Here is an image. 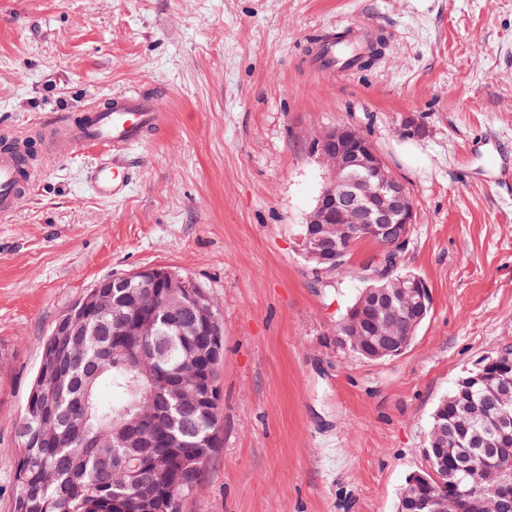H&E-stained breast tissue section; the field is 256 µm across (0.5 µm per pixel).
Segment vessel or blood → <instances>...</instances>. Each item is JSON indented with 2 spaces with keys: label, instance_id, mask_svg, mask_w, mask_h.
I'll return each mask as SVG.
<instances>
[{
  "label": "vessel or blood",
  "instance_id": "obj_1",
  "mask_svg": "<svg viewBox=\"0 0 512 512\" xmlns=\"http://www.w3.org/2000/svg\"><path fill=\"white\" fill-rule=\"evenodd\" d=\"M372 47L369 24H343L340 34L316 35L307 57L311 70L336 75L359 72ZM158 92L129 90L108 100L65 114L53 123L41 146L29 139L0 145V217L12 215L39 172L44 157L60 158L77 147L104 151L107 163L97 167L94 188L106 197L123 193L131 180L129 148L145 141L158 122Z\"/></svg>",
  "mask_w": 512,
  "mask_h": 512
}]
</instances>
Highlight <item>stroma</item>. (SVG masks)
Masks as SVG:
<instances>
[{
    "mask_svg": "<svg viewBox=\"0 0 512 512\" xmlns=\"http://www.w3.org/2000/svg\"><path fill=\"white\" fill-rule=\"evenodd\" d=\"M361 21L380 59L312 73L311 36ZM156 86L166 122L124 194L97 196L76 148L0 221V512L47 336L98 281L151 266L194 279L224 326V442L181 512H396L439 401L512 346V180L486 164L512 156V0H0V130ZM348 121L408 185L398 269L432 294L378 361L336 333L373 245L322 278L297 250L322 185L306 139Z\"/></svg>",
    "mask_w": 512,
    "mask_h": 512,
    "instance_id": "1",
    "label": "stroma"
}]
</instances>
